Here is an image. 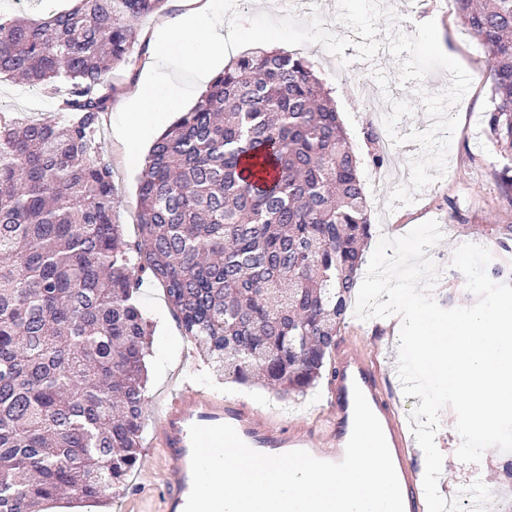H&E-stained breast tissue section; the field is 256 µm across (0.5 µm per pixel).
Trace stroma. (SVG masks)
Instances as JSON below:
<instances>
[{"label":"stroma","mask_w":512,"mask_h":512,"mask_svg":"<svg viewBox=\"0 0 512 512\" xmlns=\"http://www.w3.org/2000/svg\"><path fill=\"white\" fill-rule=\"evenodd\" d=\"M394 5L400 18V29L415 34L420 18L435 20L442 50L456 59L470 74L472 84L455 108L460 124L453 135L444 174L416 196L414 204L388 210L387 204L396 188L395 183L374 184V165L371 148L364 137L367 103L352 95L347 84L336 76V58L322 53L316 45L298 47L297 53L310 64L314 74L322 80L333 98L336 109L346 129L347 137L359 159V177L370 204V219L374 237L406 234L418 224L434 219L448 227L447 235L429 254L441 267L440 279L432 290L434 299L454 295L455 306L468 307L476 297L466 287L464 274L452 266L454 249L470 243L487 247L497 254L501 265L512 267V236L506 228L512 225V199L500 190L497 173L504 160L491 142L485 124V115L491 108L489 54L466 24L455 13L451 0H382ZM177 10L171 0H166L162 10L137 20L134 27L137 38L130 49L131 63L112 69L106 82L113 88L112 108L106 113L101 128L102 149L112 162L114 192L112 207L114 219L123 224L127 238L136 235L135 188L138 170L129 168L123 160V148L113 130L119 108L129 99L139 82L147 61L151 42L162 19L173 18ZM375 64L390 77L389 89L397 99L408 101L412 113L403 117L398 125L400 134L427 129L429 118L417 95L418 90L437 93L450 83L448 73L430 74L423 84L408 81L398 85V66L387 49H380ZM67 92L66 85L57 89L45 86L32 87L7 78L0 79V110L18 118L62 121L59 101ZM141 304L145 316L154 329L152 357L148 366L147 396L150 404L144 417L143 441H150L156 420L158 403L183 377H192L196 387L231 398H238L263 405L276 414L295 419L315 417L328 399V382L320 380L315 388L305 394L287 398L274 390L258 385L238 384L215 377H203L200 372L202 358L191 342L184 339L163 287L151 282L143 288ZM399 317L391 319H358L348 314L338 334L339 340L353 339L368 351L377 353L386 375L390 395L404 410H411L420 402L419 397L404 396L397 377V348ZM502 453L491 449L484 453L481 463L457 462L444 465L438 480V489L445 498H452L455 489L467 483L475 474H483L484 482L492 493L491 512H501L505 503H512V477H507L500 464ZM168 463L161 456L146 465L136 463L124 485L112 493L107 509L97 504L62 497L41 506L40 512H161L159 493L162 473Z\"/></svg>","instance_id":"35a3bbf8"}]
</instances>
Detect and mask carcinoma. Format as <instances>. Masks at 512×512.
Here are the masks:
<instances>
[{
	"mask_svg": "<svg viewBox=\"0 0 512 512\" xmlns=\"http://www.w3.org/2000/svg\"><path fill=\"white\" fill-rule=\"evenodd\" d=\"M167 0L0 13V74L68 85L63 122L0 111V512L64 491L97 503L138 460L157 281L205 365L286 397L314 387L372 237L358 158L307 61L224 66L151 145L138 235L112 218L99 129L132 22ZM491 53V140L512 150V0H452Z\"/></svg>",
	"mask_w": 512,
	"mask_h": 512,
	"instance_id": "1",
	"label": "carcinoma"
}]
</instances>
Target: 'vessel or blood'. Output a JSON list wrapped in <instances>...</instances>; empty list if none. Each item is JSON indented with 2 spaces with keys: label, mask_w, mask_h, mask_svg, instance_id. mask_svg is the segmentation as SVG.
<instances>
[{
  "label": "vessel or blood",
  "mask_w": 512,
  "mask_h": 512,
  "mask_svg": "<svg viewBox=\"0 0 512 512\" xmlns=\"http://www.w3.org/2000/svg\"><path fill=\"white\" fill-rule=\"evenodd\" d=\"M380 370L376 354L366 352L355 341L342 342L335 355L328 407L310 421L279 418L255 404L204 393L188 380L180 382L159 409L147 451L151 458L161 449L170 457L162 491L165 512H184L191 491V425L226 423L258 452L277 455L300 449L318 459L338 462L352 432L353 390L357 387L382 425L401 486L404 512H423L420 480L410 462L416 439L403 409L386 398Z\"/></svg>",
  "instance_id": "obj_1"
}]
</instances>
